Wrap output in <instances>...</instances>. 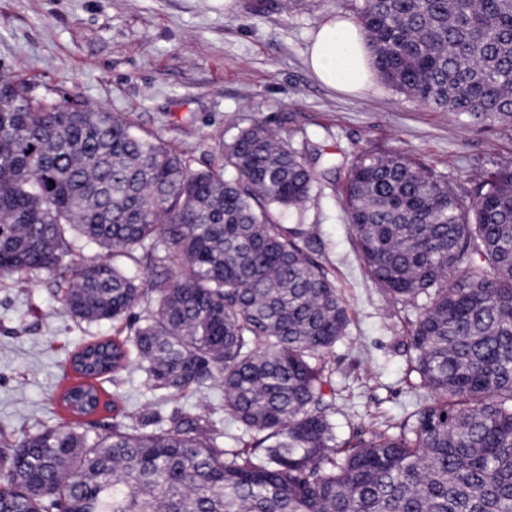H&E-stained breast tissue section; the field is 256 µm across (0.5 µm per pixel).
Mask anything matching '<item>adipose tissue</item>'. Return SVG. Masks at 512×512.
I'll return each mask as SVG.
<instances>
[{
	"label": "adipose tissue",
	"mask_w": 512,
	"mask_h": 512,
	"mask_svg": "<svg viewBox=\"0 0 512 512\" xmlns=\"http://www.w3.org/2000/svg\"><path fill=\"white\" fill-rule=\"evenodd\" d=\"M307 61L318 79L333 89L359 91L371 76L369 54L359 27L349 18L334 17L320 27Z\"/></svg>",
	"instance_id": "1"
}]
</instances>
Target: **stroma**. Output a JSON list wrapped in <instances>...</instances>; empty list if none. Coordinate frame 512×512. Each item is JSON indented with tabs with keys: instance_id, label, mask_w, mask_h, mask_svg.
Masks as SVG:
<instances>
[{
	"instance_id": "obj_1",
	"label": "stroma",
	"mask_w": 512,
	"mask_h": 512,
	"mask_svg": "<svg viewBox=\"0 0 512 512\" xmlns=\"http://www.w3.org/2000/svg\"><path fill=\"white\" fill-rule=\"evenodd\" d=\"M354 0H0V73L76 93L83 106L120 115L140 134L185 151L193 167L219 161L217 145L264 121L301 146L319 133L333 151L415 154L448 175L460 196L494 163L512 162V127L472 125L433 112L371 78L358 92L322 84L308 69L313 33L329 17L353 16ZM341 178L315 183L283 227L313 238L319 261L348 303L346 336L327 357L336 386V432L400 425L427 396L410 371L415 306L385 295L365 274L343 211ZM55 275L0 277V444L66 422L58 403L72 382L74 346L115 337L119 325L64 313ZM126 413H100L89 433L128 417L204 414L238 448L224 418V390H187L162 400L135 373L107 378Z\"/></svg>"
}]
</instances>
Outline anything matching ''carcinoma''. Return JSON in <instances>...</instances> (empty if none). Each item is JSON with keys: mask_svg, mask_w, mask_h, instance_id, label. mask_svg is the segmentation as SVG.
Returning a JSON list of instances; mask_svg holds the SVG:
<instances>
[{"mask_svg": "<svg viewBox=\"0 0 512 512\" xmlns=\"http://www.w3.org/2000/svg\"><path fill=\"white\" fill-rule=\"evenodd\" d=\"M356 22L395 92L512 125V0H359ZM0 85V274L66 273L73 319L128 326L75 346L59 397L75 421L0 448V512H512V163L466 205L399 150L340 160L258 120L195 169L63 91ZM340 170L365 273L422 301L409 349L429 395L411 423L343 441L325 358L348 303L310 237L279 224ZM73 234L114 262H67ZM140 253L146 281L116 263ZM127 371L171 394L222 385L249 440L231 453L183 415L89 435L121 401L101 381Z\"/></svg>", "mask_w": 512, "mask_h": 512, "instance_id": "cac0c4a2", "label": "carcinoma"}]
</instances>
